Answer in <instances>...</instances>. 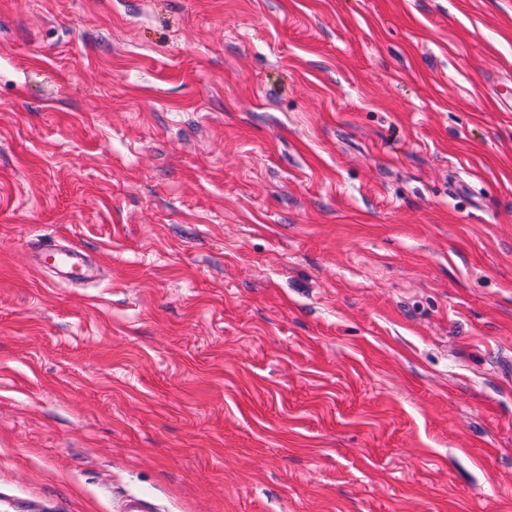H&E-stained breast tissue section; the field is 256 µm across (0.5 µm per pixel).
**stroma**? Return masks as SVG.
<instances>
[{
	"label": "stroma",
	"instance_id": "35a3bbf8",
	"mask_svg": "<svg viewBox=\"0 0 512 512\" xmlns=\"http://www.w3.org/2000/svg\"><path fill=\"white\" fill-rule=\"evenodd\" d=\"M130 497L512 512V0H0V512ZM29 247L34 253L35 261L40 265H49L60 282H70L75 277L91 282L99 277L98 271L86 264L79 250H59L44 239H36L29 242ZM79 275L75 276V270Z\"/></svg>",
	"mask_w": 512,
	"mask_h": 512
}]
</instances>
